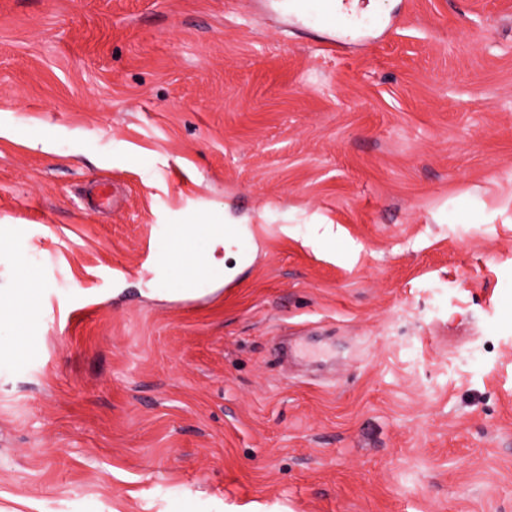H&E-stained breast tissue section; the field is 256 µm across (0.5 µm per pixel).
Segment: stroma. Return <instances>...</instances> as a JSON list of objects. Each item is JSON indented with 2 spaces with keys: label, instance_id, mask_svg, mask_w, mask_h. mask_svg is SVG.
<instances>
[{
  "label": "stroma",
  "instance_id": "35a3bbf8",
  "mask_svg": "<svg viewBox=\"0 0 512 512\" xmlns=\"http://www.w3.org/2000/svg\"><path fill=\"white\" fill-rule=\"evenodd\" d=\"M281 2L0 0V512H512V0ZM299 2L309 17L328 27H344L348 24L351 12L340 8L337 0H292ZM222 223H215L212 216L200 215L188 224H182L180 229V236L185 239L196 241H180L172 238V244L169 249V258H180L178 265H172L171 270L175 279L181 280L183 288H161L160 292H172L181 295V292L188 291L190 294L196 290L190 288H197L200 280L209 282L211 275L209 273L202 274L198 269L206 272H215L220 275L221 280H224V272L230 271L224 267V259L217 260L213 256V252L208 248L209 244L215 241L217 243L224 240L225 229ZM197 241H203L205 247L196 251L190 256V262L194 267L187 264L189 255L199 249L202 244ZM198 268V269H197ZM13 275L18 288H6L3 291L2 288L0 289V325L23 317L30 319L39 302V295L35 288H19L22 282L31 283L33 280L23 261L16 263Z\"/></svg>",
  "mask_w": 512,
  "mask_h": 512
}]
</instances>
